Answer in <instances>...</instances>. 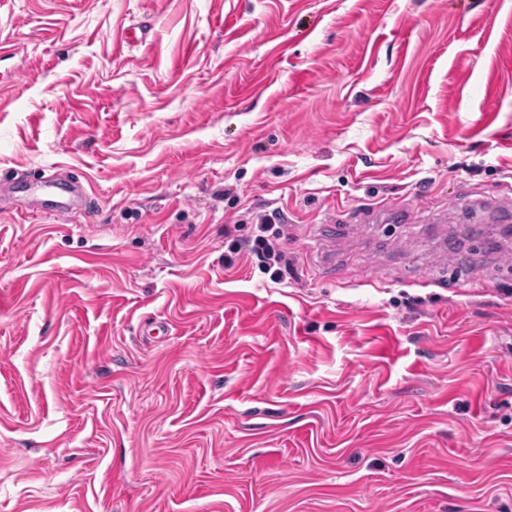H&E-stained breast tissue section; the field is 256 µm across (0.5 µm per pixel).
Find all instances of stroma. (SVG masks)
<instances>
[{
  "label": "stroma",
  "instance_id": "35a3bbf8",
  "mask_svg": "<svg viewBox=\"0 0 512 512\" xmlns=\"http://www.w3.org/2000/svg\"><path fill=\"white\" fill-rule=\"evenodd\" d=\"M502 224L512 0H0V512H512ZM282 220L283 212L278 209L264 214L254 224L256 231L252 235L233 239L232 246L233 254H247L254 258L260 272L269 275V279L275 283L288 279L290 270L288 259L273 242L280 235V231L274 229V226ZM269 232L271 233L268 234Z\"/></svg>",
  "mask_w": 512,
  "mask_h": 512
}]
</instances>
